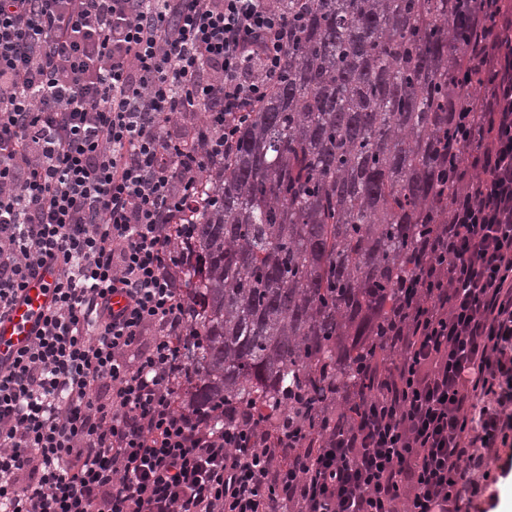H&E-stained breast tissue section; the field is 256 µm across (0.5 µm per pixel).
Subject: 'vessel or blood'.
<instances>
[{
	"mask_svg": "<svg viewBox=\"0 0 512 512\" xmlns=\"http://www.w3.org/2000/svg\"><path fill=\"white\" fill-rule=\"evenodd\" d=\"M55 274L44 269L26 286L12 310L0 318V364L10 365L36 333L51 299Z\"/></svg>",
	"mask_w": 512,
	"mask_h": 512,
	"instance_id": "vessel-or-blood-1",
	"label": "vessel or blood"
}]
</instances>
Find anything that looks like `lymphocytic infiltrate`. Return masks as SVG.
Instances as JSON below:
<instances>
[{
    "label": "lymphocytic infiltrate",
    "mask_w": 512,
    "mask_h": 512,
    "mask_svg": "<svg viewBox=\"0 0 512 512\" xmlns=\"http://www.w3.org/2000/svg\"><path fill=\"white\" fill-rule=\"evenodd\" d=\"M275 0H0V512H493L512 473V219L471 203L341 401L199 403L203 175L288 68ZM55 274L44 269L32 279L12 310L0 320V363L9 366L36 333L52 299Z\"/></svg>",
    "instance_id": "lymphocytic-infiltrate-1"
}]
</instances>
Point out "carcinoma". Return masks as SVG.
Listing matches in <instances>:
<instances>
[{
  "label": "carcinoma",
  "instance_id": "cac0c4a2",
  "mask_svg": "<svg viewBox=\"0 0 512 512\" xmlns=\"http://www.w3.org/2000/svg\"><path fill=\"white\" fill-rule=\"evenodd\" d=\"M297 13L288 70L195 215L201 401L350 386L420 238L485 191L478 171L456 178L478 104L512 115V67L480 54L512 35V0H288Z\"/></svg>",
  "mask_w": 512,
  "mask_h": 512
}]
</instances>
